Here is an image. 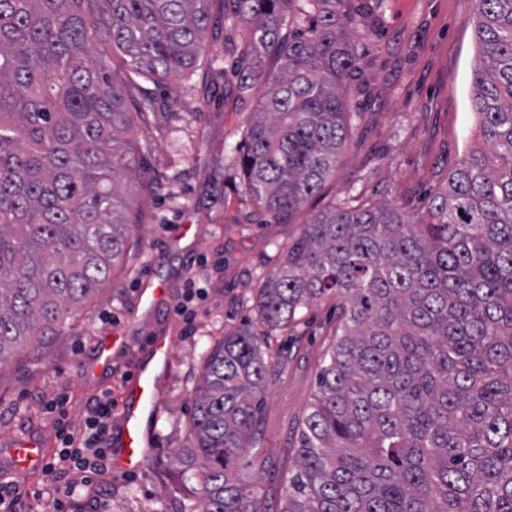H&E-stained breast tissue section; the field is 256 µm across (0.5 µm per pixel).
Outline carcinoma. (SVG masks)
Segmentation results:
<instances>
[{
  "label": "carcinoma",
  "mask_w": 512,
  "mask_h": 512,
  "mask_svg": "<svg viewBox=\"0 0 512 512\" xmlns=\"http://www.w3.org/2000/svg\"><path fill=\"white\" fill-rule=\"evenodd\" d=\"M0 0V364L85 303L129 248L128 89L200 67L209 38L262 85L231 189L290 215L336 172L357 46L343 0ZM476 139L422 218L356 196L311 215L258 288L265 328L217 341L195 389L191 512H265L237 474L269 336L328 297L336 338L276 512H512V0H474ZM265 58L279 71L259 68Z\"/></svg>",
  "instance_id": "1"
}]
</instances>
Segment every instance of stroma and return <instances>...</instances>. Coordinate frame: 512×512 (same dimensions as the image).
Here are the masks:
<instances>
[{
    "instance_id": "1",
    "label": "stroma",
    "mask_w": 512,
    "mask_h": 512,
    "mask_svg": "<svg viewBox=\"0 0 512 512\" xmlns=\"http://www.w3.org/2000/svg\"><path fill=\"white\" fill-rule=\"evenodd\" d=\"M340 16L358 35L349 88L352 136L335 175L290 219L250 214L224 190V167L243 143L257 95L239 93L234 60L221 43L212 45L213 69L131 89L133 98L148 94L163 103L134 130L144 182L134 197L140 215L135 252L90 306L0 364V481L11 478L9 444L15 437H42L43 459L53 460L57 415L46 409V400L66 396L72 427H82L91 397L108 390L113 401L124 398L128 374L146 358L150 336L160 334L170 351L155 373L162 402L151 423L152 454L138 473L113 471L108 494L95 495L89 483L77 485L67 508L189 512L195 475L173 470L170 454L189 435L206 352L233 327L256 324L254 297L275 254L310 215L344 196L387 200L418 217L429 196L447 184L475 139L473 0H344ZM174 87L180 95L172 101ZM146 277L166 288L162 303L141 297ZM337 325L330 298L304 309L269 339L254 446L239 463L241 477L259 485L268 512L280 505L298 427ZM105 336L116 339L110 373L94 365L93 346ZM19 482L31 492L27 512H46L60 494V482L42 466Z\"/></svg>"
}]
</instances>
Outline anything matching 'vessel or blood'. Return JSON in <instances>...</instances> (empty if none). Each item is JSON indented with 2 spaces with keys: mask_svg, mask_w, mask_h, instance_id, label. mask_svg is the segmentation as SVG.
<instances>
[{
  "mask_svg": "<svg viewBox=\"0 0 512 512\" xmlns=\"http://www.w3.org/2000/svg\"><path fill=\"white\" fill-rule=\"evenodd\" d=\"M150 361L137 365L127 382V392L118 406V450L112 455L113 469L139 472L143 459L151 452L153 435L150 423L157 415L160 398L152 379L153 363L167 359L169 346L163 337L149 340ZM41 440L24 437L15 440L11 451V470L21 475L31 469L42 457Z\"/></svg>",
  "mask_w": 512,
  "mask_h": 512,
  "instance_id": "b4317fda",
  "label": "vessel or blood"
}]
</instances>
